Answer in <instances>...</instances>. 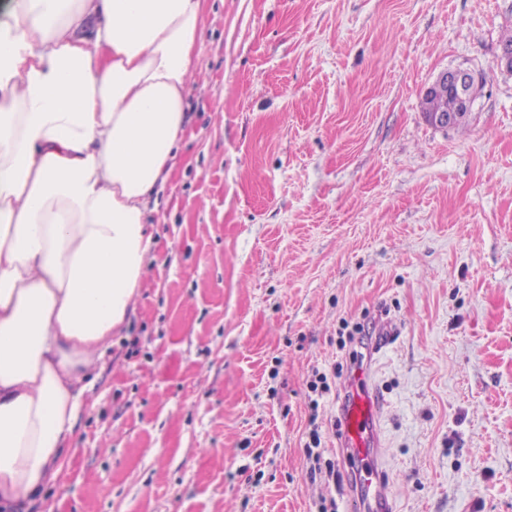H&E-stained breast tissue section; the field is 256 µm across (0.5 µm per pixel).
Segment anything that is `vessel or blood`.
<instances>
[{
	"mask_svg": "<svg viewBox=\"0 0 512 512\" xmlns=\"http://www.w3.org/2000/svg\"><path fill=\"white\" fill-rule=\"evenodd\" d=\"M369 378L370 366L366 363L356 366L348 378V399L341 408L342 446L360 464L355 496L363 512H394L384 489L379 454L380 408Z\"/></svg>",
	"mask_w": 512,
	"mask_h": 512,
	"instance_id": "vessel-or-blood-1",
	"label": "vessel or blood"
}]
</instances>
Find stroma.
<instances>
[{"mask_svg":"<svg viewBox=\"0 0 512 512\" xmlns=\"http://www.w3.org/2000/svg\"><path fill=\"white\" fill-rule=\"evenodd\" d=\"M510 27L512 0H205L139 303L42 512H349L333 372L369 320L395 512H512ZM455 67L482 84L440 128ZM478 88V77L470 69L454 68L439 74L436 80L427 88L428 92H441L434 95H425L423 98L424 112H432L429 119L440 127H452L455 123L460 126L467 112L470 110ZM456 94L464 112L459 111L457 98L448 92ZM447 112H452L448 114ZM460 121V122H458ZM458 122V123H457ZM454 125V126H455ZM312 444V445H311ZM321 445V438L317 430H313L310 435V442L306 444L307 458L313 461V466L309 468V476L315 480L317 475L320 477L332 478L336 481V471L331 463H326L325 470L321 466V452H315L314 449H319Z\"/></svg>","mask_w":512,"mask_h":512,"instance_id":"stroma-1","label":"stroma"}]
</instances>
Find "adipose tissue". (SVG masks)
Listing matches in <instances>:
<instances>
[{"label":"adipose tissue","mask_w":512,"mask_h":512,"mask_svg":"<svg viewBox=\"0 0 512 512\" xmlns=\"http://www.w3.org/2000/svg\"><path fill=\"white\" fill-rule=\"evenodd\" d=\"M204 0H16L0 22V512L58 483L138 302Z\"/></svg>","instance_id":"obj_1"}]
</instances>
